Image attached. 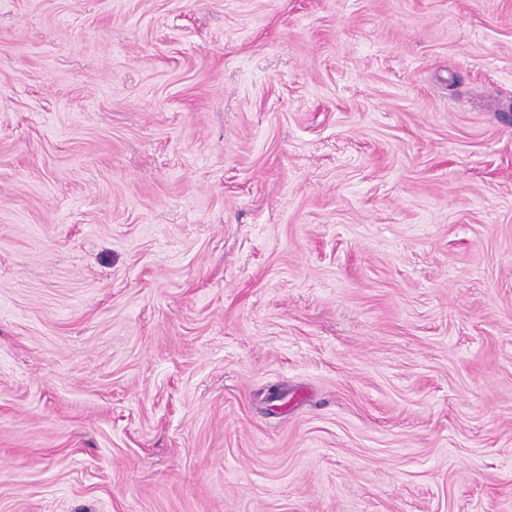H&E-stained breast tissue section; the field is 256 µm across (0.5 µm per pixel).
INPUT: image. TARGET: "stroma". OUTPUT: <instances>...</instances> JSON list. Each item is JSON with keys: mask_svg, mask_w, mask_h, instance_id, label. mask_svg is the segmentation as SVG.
I'll use <instances>...</instances> for the list:
<instances>
[{"mask_svg": "<svg viewBox=\"0 0 512 512\" xmlns=\"http://www.w3.org/2000/svg\"><path fill=\"white\" fill-rule=\"evenodd\" d=\"M0 512H512V0H0Z\"/></svg>", "mask_w": 512, "mask_h": 512, "instance_id": "1", "label": "stroma"}]
</instances>
